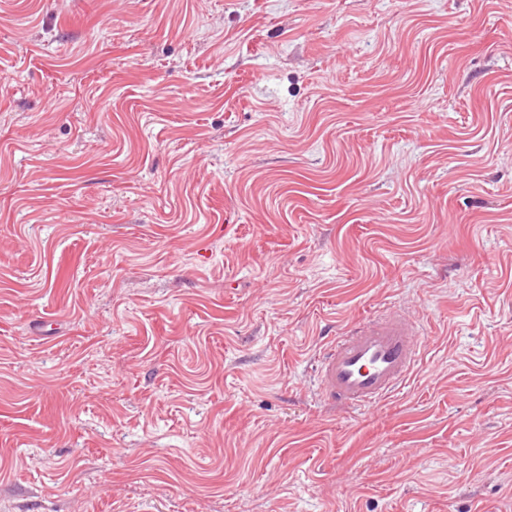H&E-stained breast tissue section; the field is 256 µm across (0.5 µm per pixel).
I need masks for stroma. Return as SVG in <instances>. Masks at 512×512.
<instances>
[{"label": "stroma", "mask_w": 512, "mask_h": 512, "mask_svg": "<svg viewBox=\"0 0 512 512\" xmlns=\"http://www.w3.org/2000/svg\"><path fill=\"white\" fill-rule=\"evenodd\" d=\"M0 512H512V0H0ZM315 358L321 398L339 411L378 406L403 388L425 350V329L405 309L369 315L336 330Z\"/></svg>", "instance_id": "1"}]
</instances>
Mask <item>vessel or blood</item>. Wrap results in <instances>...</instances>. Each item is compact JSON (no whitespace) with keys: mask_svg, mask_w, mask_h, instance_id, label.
<instances>
[{"mask_svg":"<svg viewBox=\"0 0 512 512\" xmlns=\"http://www.w3.org/2000/svg\"><path fill=\"white\" fill-rule=\"evenodd\" d=\"M424 350L422 323L389 309L337 329L315 358L314 382L337 410L373 408L406 385Z\"/></svg>","mask_w":512,"mask_h":512,"instance_id":"b4317fda","label":"vessel or blood"}]
</instances>
